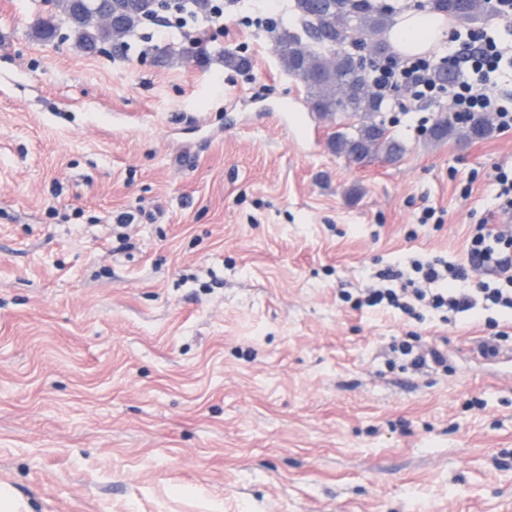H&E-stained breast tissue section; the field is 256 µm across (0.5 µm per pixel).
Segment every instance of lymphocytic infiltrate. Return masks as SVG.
<instances>
[{"label": "lymphocytic infiltrate", "mask_w": 512, "mask_h": 512, "mask_svg": "<svg viewBox=\"0 0 512 512\" xmlns=\"http://www.w3.org/2000/svg\"><path fill=\"white\" fill-rule=\"evenodd\" d=\"M512 60V52L500 46L484 31L467 35L457 57L458 74L449 91H441L431 74L437 57L395 56L377 68L373 77L376 89L389 93L394 88H407L415 100L432 101L447 97L448 109L456 119L473 112L492 115L500 129L512 128V109L501 105L492 91H477L475 81H490L492 73ZM466 262L455 264L440 257L411 259L408 270L381 271L382 287L368 288L354 300L355 308H382L411 311L413 303H421L433 311L456 315L474 309L512 311V227L491 231L476 225L469 240ZM497 271V286L480 279L482 268Z\"/></svg>", "instance_id": "1"}]
</instances>
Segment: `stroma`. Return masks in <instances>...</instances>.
I'll list each match as a JSON object with an SVG mask.
<instances>
[{"label": "stroma", "instance_id": "stroma-1", "mask_svg": "<svg viewBox=\"0 0 512 512\" xmlns=\"http://www.w3.org/2000/svg\"><path fill=\"white\" fill-rule=\"evenodd\" d=\"M46 9L0 0L8 512H512V360L469 351L497 329L512 349V314L341 298L500 224L512 130L433 144L447 100L401 89L403 156L352 162L329 140L355 118L310 111L271 29L228 11L206 45L163 37L159 66L135 34L123 59L37 39ZM397 339L447 370L405 368ZM494 177L495 184L498 186L496 194V209L500 212H512V168L508 171L507 167L496 166Z\"/></svg>", "mask_w": 512, "mask_h": 512}]
</instances>
